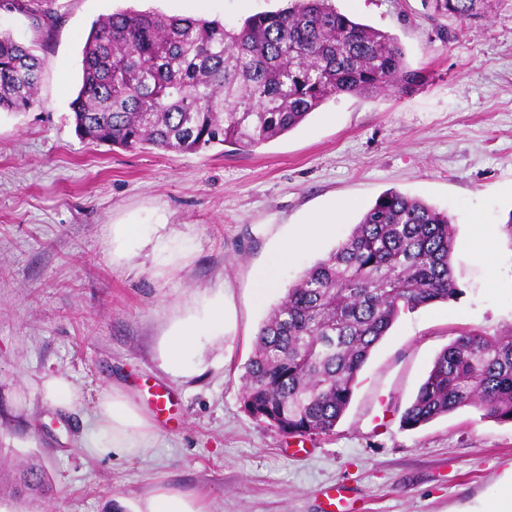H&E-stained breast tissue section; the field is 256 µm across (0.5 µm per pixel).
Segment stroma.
Segmentation results:
<instances>
[{"instance_id": "1", "label": "stroma", "mask_w": 512, "mask_h": 512, "mask_svg": "<svg viewBox=\"0 0 512 512\" xmlns=\"http://www.w3.org/2000/svg\"><path fill=\"white\" fill-rule=\"evenodd\" d=\"M397 39L422 79L326 101L251 151H128L75 131L69 103L92 23L123 10L183 15L182 0H58L51 31L0 13V29L45 60L40 102L0 112V483L41 461L53 496L0 492V512H136L164 487L200 493L206 512H324L346 485L350 512H479L512 477V423L463 407L414 429L401 415L437 354L459 334L512 330V0L467 23L433 0H333ZM284 0H203L227 24ZM422 199L455 226L459 299L404 313L376 345L328 435L296 440L243 407L244 364L270 310L344 240L386 191ZM321 217L318 244L280 264L281 243ZM120 224L152 234L117 254ZM278 286L254 296L258 271ZM224 303V335L202 336L187 376L163 371L159 343L178 320ZM85 403L46 408L44 373ZM127 386L147 406L177 395V419L133 459L86 457L99 393Z\"/></svg>"}]
</instances>
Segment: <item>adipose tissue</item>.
Returning a JSON list of instances; mask_svg holds the SVG:
<instances>
[{
    "mask_svg": "<svg viewBox=\"0 0 512 512\" xmlns=\"http://www.w3.org/2000/svg\"><path fill=\"white\" fill-rule=\"evenodd\" d=\"M224 329V306L215 304L203 318L176 323L161 347L163 370L171 375L189 371L198 354L202 334ZM42 401L51 408L72 411L84 400L83 393L69 378L60 374L43 375L39 386ZM157 433L151 419L132 403L120 387L104 390L84 433V452L91 457L109 452L131 458L152 447Z\"/></svg>",
    "mask_w": 512,
    "mask_h": 512,
    "instance_id": "1",
    "label": "adipose tissue"
}]
</instances>
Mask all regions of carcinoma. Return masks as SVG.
Listing matches in <instances>:
<instances>
[{
	"instance_id": "carcinoma-1",
	"label": "carcinoma",
	"mask_w": 512,
	"mask_h": 512,
	"mask_svg": "<svg viewBox=\"0 0 512 512\" xmlns=\"http://www.w3.org/2000/svg\"><path fill=\"white\" fill-rule=\"evenodd\" d=\"M57 0H0L49 31ZM485 0H436L462 22ZM42 61L0 32V112L39 103ZM391 35L352 21L329 0H291L239 26L151 11L96 20L70 103L80 137L127 150H250L299 126L339 95L418 85ZM448 213L389 190L349 236L286 289L244 364L242 400L256 420L290 437L334 430L372 350L404 312L462 295ZM512 422V332L460 334L435 358L402 426L459 408ZM17 498L54 495L45 470L19 473Z\"/></svg>"
}]
</instances>
